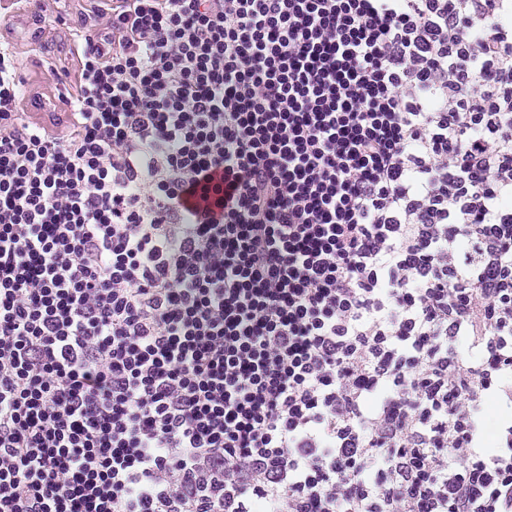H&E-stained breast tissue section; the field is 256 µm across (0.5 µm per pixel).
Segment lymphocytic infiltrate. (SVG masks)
Instances as JSON below:
<instances>
[{"label":"lymphocytic infiltrate","mask_w":512,"mask_h":512,"mask_svg":"<svg viewBox=\"0 0 512 512\" xmlns=\"http://www.w3.org/2000/svg\"><path fill=\"white\" fill-rule=\"evenodd\" d=\"M0 46V512H512V0H87ZM46 1H49L46 19L37 25L27 11L12 13L7 25L1 26L0 22V41L2 36V41L11 44L21 75L30 87L35 92L52 97L54 91L52 81L46 79L49 77L45 72L46 67L50 65L58 71L65 67L69 71V77L65 76L69 83H73L76 69V62L68 52V30L57 21V16L61 15L68 23H73L80 5L86 3L81 1L86 0H66V7L55 3V0Z\"/></svg>","instance_id":"lymphocytic-infiltrate-1"}]
</instances>
